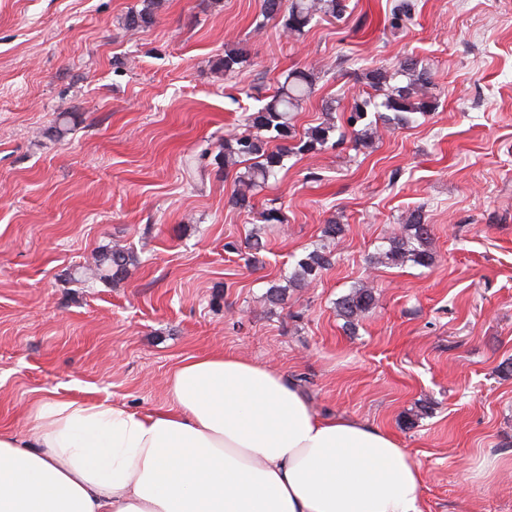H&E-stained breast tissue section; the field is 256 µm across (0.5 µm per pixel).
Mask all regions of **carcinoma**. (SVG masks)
Masks as SVG:
<instances>
[{
    "instance_id": "cac0c4a2",
    "label": "carcinoma",
    "mask_w": 512,
    "mask_h": 512,
    "mask_svg": "<svg viewBox=\"0 0 512 512\" xmlns=\"http://www.w3.org/2000/svg\"><path fill=\"white\" fill-rule=\"evenodd\" d=\"M159 0H142V8L131 12L126 20L129 27H147L154 21ZM346 0H260L263 21H274L292 36H301L317 15L341 20L347 12ZM248 56L241 47L224 49V57L217 62L224 76H231L246 67ZM319 76L305 68L289 71L284 82L262 107L246 115L242 131L224 138V174L235 171L238 189L228 198L233 209L250 212L254 209L253 190L268 184L284 167L291 154L312 153L323 150L334 135L339 140H350L360 149L370 146L378 136L380 127H407L417 121V115L434 110L430 73L413 56L403 58L397 68L384 66L364 69L358 80L383 97L384 111L370 118L368 100H359L351 107L346 128L338 131L333 117L336 106L324 104V119L309 127L303 135L296 133L289 114L299 109L302 102L316 92ZM431 230L426 224L422 208L406 213L402 231L387 240V247L372 258V263L399 265L412 261L423 267L435 262L430 247ZM137 262L134 252L123 247H103L93 256V265L81 268L80 274L91 272L102 282H109L127 272ZM333 252L323 247L299 259L288 275V283L305 288L321 277L333 265ZM375 296L365 286L351 289L336 300V312L344 319V327L353 331L373 309Z\"/></svg>"
}]
</instances>
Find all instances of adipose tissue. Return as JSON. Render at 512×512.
<instances>
[{
	"label": "adipose tissue",
	"mask_w": 512,
	"mask_h": 512,
	"mask_svg": "<svg viewBox=\"0 0 512 512\" xmlns=\"http://www.w3.org/2000/svg\"><path fill=\"white\" fill-rule=\"evenodd\" d=\"M167 401H39L31 434L0 432V512H423L394 436L319 415L272 365L190 357Z\"/></svg>",
	"instance_id": "adipose-tissue-1"
}]
</instances>
